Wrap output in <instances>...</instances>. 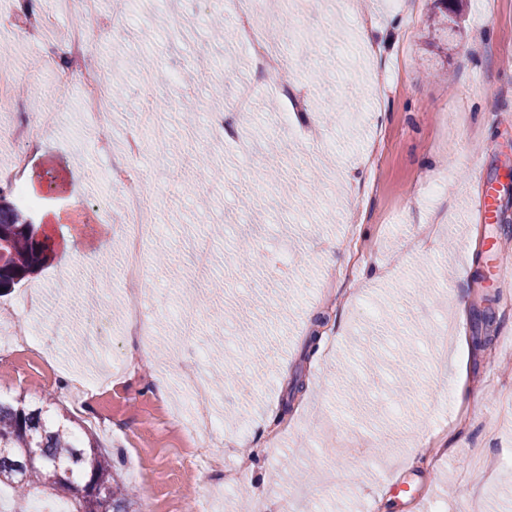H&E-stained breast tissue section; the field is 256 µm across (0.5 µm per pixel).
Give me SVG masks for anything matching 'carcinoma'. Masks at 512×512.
<instances>
[{
	"instance_id": "cac0c4a2",
	"label": "carcinoma",
	"mask_w": 512,
	"mask_h": 512,
	"mask_svg": "<svg viewBox=\"0 0 512 512\" xmlns=\"http://www.w3.org/2000/svg\"><path fill=\"white\" fill-rule=\"evenodd\" d=\"M438 14L431 16L438 40L448 41L459 28L460 9L452 0H435ZM46 238H39L27 211L0 189V288L9 292L29 279L52 257ZM39 460L29 461V449ZM97 486L99 500L87 493ZM14 500L67 503V512H137L135 492L115 478L112 458L93 435L79 432L54 419L42 407L21 398L0 396V492Z\"/></svg>"
}]
</instances>
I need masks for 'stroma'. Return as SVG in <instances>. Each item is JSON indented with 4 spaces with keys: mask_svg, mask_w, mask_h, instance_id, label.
I'll list each match as a JSON object with an SVG mask.
<instances>
[{
    "mask_svg": "<svg viewBox=\"0 0 512 512\" xmlns=\"http://www.w3.org/2000/svg\"><path fill=\"white\" fill-rule=\"evenodd\" d=\"M302 2L297 11L264 0L284 66L260 75L235 16L217 38L204 0H130L119 43L92 51L112 87L111 157L95 154L77 90L58 93L49 74L0 110L7 127L59 107L28 181L57 256L27 282L40 305L20 309L15 290L0 296V314L23 310L60 363L51 376L15 370L0 348V394L92 433L141 510L175 488L176 512H241L246 502L266 512H512V466L476 496L462 482L475 456L512 459V288H489L483 263L491 235L512 254V0H463L465 23L444 54L429 26L433 0L404 10L368 0L384 40L373 59L349 0ZM145 55L177 77L178 97L201 102L193 120L147 96ZM244 84L253 97L240 111ZM145 106L153 121L140 178L158 220L135 303L117 288L124 208L111 165L125 162ZM212 112L224 113V132L203 144L195 130ZM477 157L498 188L491 226L476 209ZM436 179L444 191H429ZM51 181L69 192L48 190ZM89 196L112 201L111 222L83 207ZM101 300L118 326L142 308L152 340L139 365L114 364L124 337L107 345L88 333L85 309ZM176 372L202 376L223 402V429L205 446L179 427L193 409L181 387L150 389ZM462 387L470 399L458 400ZM340 441L350 454L337 452ZM201 453L223 457L220 473L181 479ZM398 480L406 491L392 490Z\"/></svg>",
    "mask_w": 512,
    "mask_h": 512,
    "instance_id": "1",
    "label": "stroma"
}]
</instances>
